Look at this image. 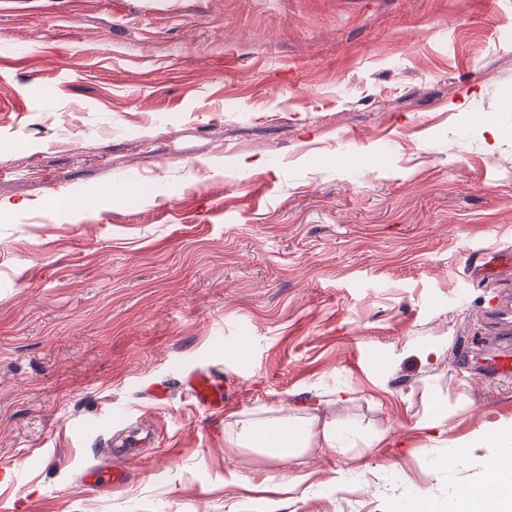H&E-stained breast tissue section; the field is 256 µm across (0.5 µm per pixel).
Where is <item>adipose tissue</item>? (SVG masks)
<instances>
[{
    "instance_id": "ef3b65f1",
    "label": "adipose tissue",
    "mask_w": 512,
    "mask_h": 512,
    "mask_svg": "<svg viewBox=\"0 0 512 512\" xmlns=\"http://www.w3.org/2000/svg\"><path fill=\"white\" fill-rule=\"evenodd\" d=\"M316 438L325 448H335L337 443L335 428L320 422L317 415L308 414L241 424L230 443L236 448H255L269 457L283 459L300 455ZM475 441L499 450L491 475L496 499H488L477 487L461 486L445 502L428 497L412 500L406 505L408 512H512V429L485 431Z\"/></svg>"
}]
</instances>
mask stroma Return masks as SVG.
I'll list each match as a JSON object with an SVG mask.
<instances>
[{"label":"stroma","mask_w":512,"mask_h":512,"mask_svg":"<svg viewBox=\"0 0 512 512\" xmlns=\"http://www.w3.org/2000/svg\"><path fill=\"white\" fill-rule=\"evenodd\" d=\"M493 252L512 0H0V512H395L483 483L472 440L512 422L482 368L512 269L471 272ZM304 413L336 451L228 445ZM186 383L199 405L214 408L224 402L221 383L210 371H199L191 375Z\"/></svg>","instance_id":"stroma-1"}]
</instances>
